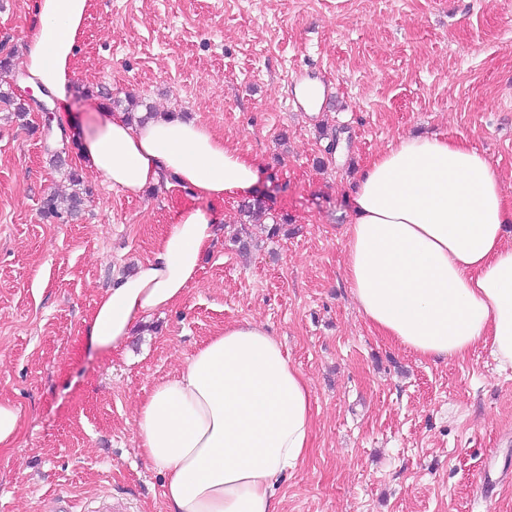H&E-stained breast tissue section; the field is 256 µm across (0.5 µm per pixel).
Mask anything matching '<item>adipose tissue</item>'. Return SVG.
<instances>
[{
	"label": "adipose tissue",
	"mask_w": 512,
	"mask_h": 512,
	"mask_svg": "<svg viewBox=\"0 0 512 512\" xmlns=\"http://www.w3.org/2000/svg\"><path fill=\"white\" fill-rule=\"evenodd\" d=\"M92 0H34L22 67L65 96ZM80 164L137 197L169 178L195 197L242 195L254 158L173 115L136 125L116 114L86 130ZM221 218L175 212L151 258L104 290L82 322L95 347L126 345L139 322L184 301ZM346 278L382 336L425 359L486 343L512 368V205L466 139L397 138L353 188ZM312 389L266 325L242 320L204 341L137 408L138 449L166 476L167 512H281L274 489L305 459Z\"/></svg>",
	"instance_id": "1"
}]
</instances>
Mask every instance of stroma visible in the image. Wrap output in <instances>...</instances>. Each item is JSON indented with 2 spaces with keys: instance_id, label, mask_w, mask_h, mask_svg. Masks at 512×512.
Returning a JSON list of instances; mask_svg holds the SVG:
<instances>
[{
  "instance_id": "obj_1",
  "label": "stroma",
  "mask_w": 512,
  "mask_h": 512,
  "mask_svg": "<svg viewBox=\"0 0 512 512\" xmlns=\"http://www.w3.org/2000/svg\"><path fill=\"white\" fill-rule=\"evenodd\" d=\"M94 3L61 100L22 75L33 0H0V397L24 415L0 449V512L57 497L94 512L109 496L167 512L164 476L137 449L138 402L242 319L271 327L312 389L311 448L278 484L283 512H512V369L483 345L416 357L370 327L344 273L353 183L399 136L467 139L512 203V0ZM299 67L331 80L321 110L291 103ZM130 96L137 113L206 124L261 172L216 203L224 220L184 302L112 351L87 346L83 318L196 203L165 183L130 198L80 168L86 129ZM73 170L78 217L45 216ZM248 202L261 223L245 224Z\"/></svg>"
}]
</instances>
